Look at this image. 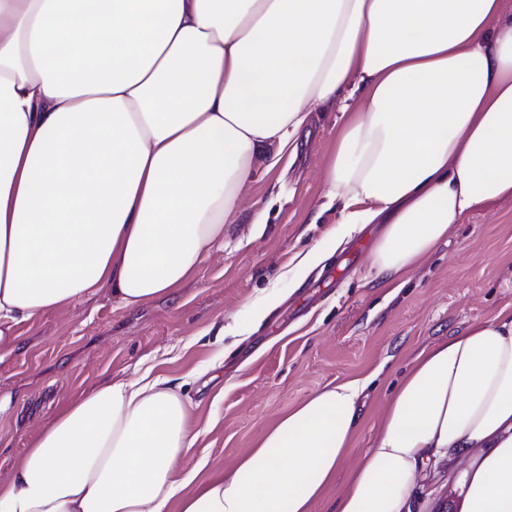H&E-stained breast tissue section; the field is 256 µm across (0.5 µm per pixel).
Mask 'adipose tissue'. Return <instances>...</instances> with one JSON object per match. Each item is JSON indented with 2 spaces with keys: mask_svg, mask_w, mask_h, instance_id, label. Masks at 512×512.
Instances as JSON below:
<instances>
[{
  "mask_svg": "<svg viewBox=\"0 0 512 512\" xmlns=\"http://www.w3.org/2000/svg\"><path fill=\"white\" fill-rule=\"evenodd\" d=\"M326 106L324 197L342 234L384 219L369 267L401 280L512 200V0H0V349L105 290L175 298ZM368 385L310 395L202 480L176 474L181 384L106 380L38 431L0 512H314ZM464 452L458 512H512V308L419 351L333 512H411Z\"/></svg>",
  "mask_w": 512,
  "mask_h": 512,
  "instance_id": "obj_1",
  "label": "adipose tissue"
}]
</instances>
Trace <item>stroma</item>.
I'll list each match as a JSON object with an SVG mask.
<instances>
[{
	"label": "stroma",
	"mask_w": 512,
	"mask_h": 512,
	"mask_svg": "<svg viewBox=\"0 0 512 512\" xmlns=\"http://www.w3.org/2000/svg\"><path fill=\"white\" fill-rule=\"evenodd\" d=\"M339 117L313 113L295 159L257 173L252 198L177 299L125 307L110 292L16 326L15 350L0 352V480L31 438L62 407L109 377L145 370L184 384L200 436L181 468L201 475L254 448L282 414L325 386L374 376L343 463L353 468L377 431L384 403L416 354L477 319L512 307V201L468 215L397 286L375 279L367 261L381 225H362L299 284L283 274L293 257L327 243L338 207H325L323 171ZM282 300L249 335L221 336L233 317L271 288ZM462 464L427 466L412 512H456Z\"/></svg>",
	"instance_id": "1"
}]
</instances>
